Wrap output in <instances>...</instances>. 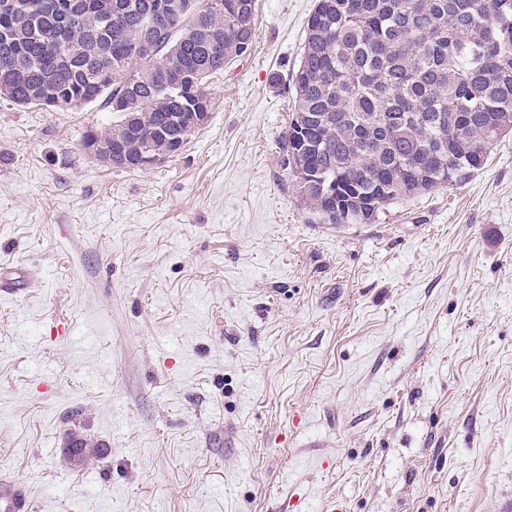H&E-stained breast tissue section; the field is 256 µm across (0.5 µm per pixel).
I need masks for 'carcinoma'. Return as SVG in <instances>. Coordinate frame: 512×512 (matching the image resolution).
Segmentation results:
<instances>
[{
  "instance_id": "cac0c4a2",
  "label": "carcinoma",
  "mask_w": 512,
  "mask_h": 512,
  "mask_svg": "<svg viewBox=\"0 0 512 512\" xmlns=\"http://www.w3.org/2000/svg\"><path fill=\"white\" fill-rule=\"evenodd\" d=\"M257 0H0V97L115 114L83 149L138 168L177 155L208 78L252 49ZM154 54L141 59L137 47ZM282 162L312 219L372 224L460 187L512 133V0H316Z\"/></svg>"
}]
</instances>
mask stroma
Wrapping results in <instances>:
<instances>
[{
  "label": "stroma",
  "mask_w": 512,
  "mask_h": 512,
  "mask_svg": "<svg viewBox=\"0 0 512 512\" xmlns=\"http://www.w3.org/2000/svg\"><path fill=\"white\" fill-rule=\"evenodd\" d=\"M315 4L258 0L208 121L142 170L84 151L101 105L0 99V472L33 512L512 502V135L464 186L315 225L281 149Z\"/></svg>",
  "instance_id": "35a3bbf8"
}]
</instances>
